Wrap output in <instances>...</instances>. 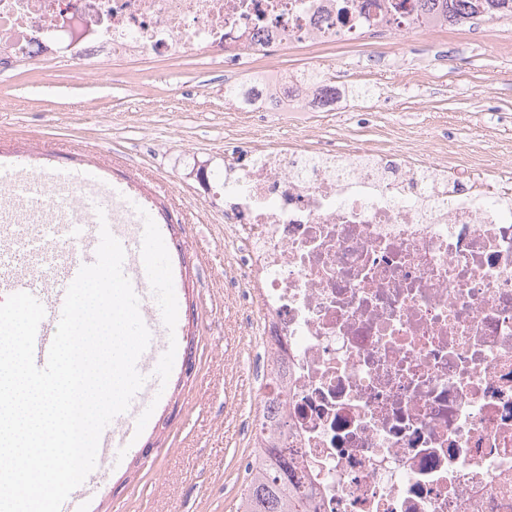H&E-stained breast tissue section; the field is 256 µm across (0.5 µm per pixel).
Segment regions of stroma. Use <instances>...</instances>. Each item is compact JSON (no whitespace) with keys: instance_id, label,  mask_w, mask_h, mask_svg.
Masks as SVG:
<instances>
[{"instance_id":"1","label":"stroma","mask_w":512,"mask_h":512,"mask_svg":"<svg viewBox=\"0 0 512 512\" xmlns=\"http://www.w3.org/2000/svg\"><path fill=\"white\" fill-rule=\"evenodd\" d=\"M378 47L339 40L286 47L277 72L318 55L354 84H367L370 112L350 144L408 126L436 127L466 163L486 127L512 152V22L492 24L475 51L452 53L422 92L406 71L363 75ZM224 63L191 53L74 66L67 60L15 64L0 81V164L31 171L90 168L165 205L166 271L179 285V348L191 363L159 357L165 389L138 431L136 448L87 492L84 512H231L249 453L240 406L255 398L242 329L249 307L225 304L224 201L190 178L194 165L224 171Z\"/></svg>"}]
</instances>
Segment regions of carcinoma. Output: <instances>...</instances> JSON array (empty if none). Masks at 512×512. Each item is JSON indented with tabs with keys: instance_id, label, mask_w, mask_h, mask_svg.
Returning a JSON list of instances; mask_svg holds the SVG:
<instances>
[{
	"instance_id": "carcinoma-1",
	"label": "carcinoma",
	"mask_w": 512,
	"mask_h": 512,
	"mask_svg": "<svg viewBox=\"0 0 512 512\" xmlns=\"http://www.w3.org/2000/svg\"><path fill=\"white\" fill-rule=\"evenodd\" d=\"M407 0H396L382 21L394 27L425 22L438 15L448 24H461L477 17L512 19V0H419L420 13L406 10ZM306 475L286 448H262L255 473L246 480L236 512H311L312 502L305 490Z\"/></svg>"
}]
</instances>
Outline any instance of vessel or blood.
Here are the masks:
<instances>
[{"instance_id": "b4317fda", "label": "vessel or blood", "mask_w": 512, "mask_h": 512, "mask_svg": "<svg viewBox=\"0 0 512 512\" xmlns=\"http://www.w3.org/2000/svg\"><path fill=\"white\" fill-rule=\"evenodd\" d=\"M162 232L159 225L139 223L136 232L130 236H120L119 241L125 251L122 269L130 280L137 296H149L151 305H140L141 318L150 332V350H168L169 337L174 333L175 319L171 312L176 304V289L165 273V264L161 256H154L150 266L139 263L140 255L148 244L160 240ZM66 240L76 246L72 259L63 266L51 269L48 274L32 276L26 265H19L16 273L0 281V286L10 293L26 292L33 295L44 307L49 319L60 318L68 287L76 278L81 267L93 264L100 235L98 228L80 224H47L36 234V251L47 254L52 244ZM139 373L145 376L143 385L145 401L137 416L120 414L103 430L99 447L111 449L114 459H121L125 450L135 447L138 428L148 416L151 400L161 394L163 382L145 364H138Z\"/></svg>"}]
</instances>
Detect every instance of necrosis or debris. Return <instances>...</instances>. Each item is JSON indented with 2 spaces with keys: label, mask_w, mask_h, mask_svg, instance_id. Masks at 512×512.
Instances as JSON below:
<instances>
[{
  "label": "necrosis or debris",
  "mask_w": 512,
  "mask_h": 512,
  "mask_svg": "<svg viewBox=\"0 0 512 512\" xmlns=\"http://www.w3.org/2000/svg\"><path fill=\"white\" fill-rule=\"evenodd\" d=\"M388 0H350L347 35L387 46ZM338 0H0L6 58H224L248 157L224 155V248L260 341L252 423L284 422L317 512H512V156L466 165L431 129L340 148L299 73L232 95L235 54L335 41ZM285 124L293 149L268 146ZM0 206L41 224L132 219L105 185L25 172ZM104 200L88 212L89 194Z\"/></svg>",
  "instance_id": "4bbe7bcc"
}]
</instances>
